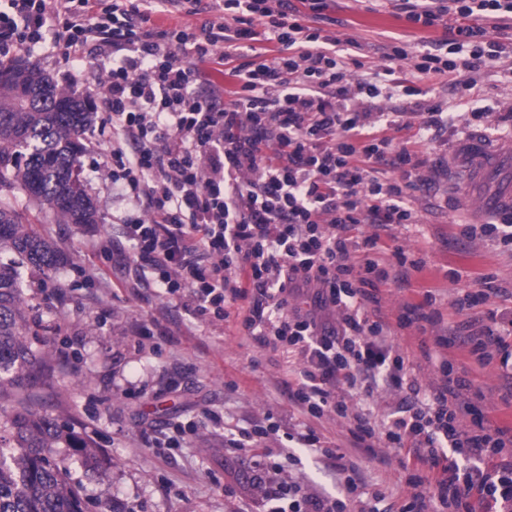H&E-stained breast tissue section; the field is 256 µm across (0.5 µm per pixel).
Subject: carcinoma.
<instances>
[{
  "instance_id": "carcinoma-1",
  "label": "carcinoma",
  "mask_w": 512,
  "mask_h": 512,
  "mask_svg": "<svg viewBox=\"0 0 512 512\" xmlns=\"http://www.w3.org/2000/svg\"><path fill=\"white\" fill-rule=\"evenodd\" d=\"M90 100L57 86L22 59L0 61V193L23 192L47 208L58 224L89 226L97 206L75 173L80 137L92 121ZM0 250L43 272L57 268L60 250L26 227L23 215L0 198ZM29 306L19 274L0 261V512H84L55 449L75 447L55 420L33 409L34 388L49 370L28 339ZM86 472H100L101 449L79 447Z\"/></svg>"
}]
</instances>
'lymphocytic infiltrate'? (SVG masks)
<instances>
[{"label":"lymphocytic infiltrate","instance_id":"obj_1","mask_svg":"<svg viewBox=\"0 0 512 512\" xmlns=\"http://www.w3.org/2000/svg\"><path fill=\"white\" fill-rule=\"evenodd\" d=\"M187 1L202 2L7 0L0 49H30L50 32L64 56L92 50L111 60L98 138L110 147L113 180L141 210L122 236L143 287L218 329L248 301L245 335L297 361L284 382L289 400L314 416L352 418L366 451L396 449L415 490L398 512H504L512 452L470 398L473 380L446 362L440 380L421 385L367 306L389 279L422 267L397 248L392 275L374 257L383 231L415 223L407 191L421 164L379 131L412 129L422 143L451 127L441 105L423 107L420 84L445 78L479 95L475 74L512 56L494 37L512 21V0H388L413 24L445 25L446 36L438 51L386 45V64L369 79L356 75L357 41L305 25L289 0H218L222 20L151 27L153 13ZM259 39L276 55L254 59ZM232 56L235 90L205 85L195 59ZM396 88L402 111H381L378 98ZM381 162L394 177L375 176ZM364 224L373 232L358 236ZM304 292L310 307L289 308V296ZM487 318L449 326L448 340L512 380V318ZM383 391L403 400L378 431L369 405ZM271 470L258 483L269 512H343L362 497L350 477L345 499L329 500L280 464Z\"/></svg>","mask_w":512,"mask_h":512}]
</instances>
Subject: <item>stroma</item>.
Segmentation results:
<instances>
[{"label": "stroma", "instance_id": "35a3bbf8", "mask_svg": "<svg viewBox=\"0 0 512 512\" xmlns=\"http://www.w3.org/2000/svg\"><path fill=\"white\" fill-rule=\"evenodd\" d=\"M327 4L318 28L362 45L365 76L383 68L382 48L392 39L416 52L445 36L443 28L420 29L377 0ZM26 58L59 87L80 96L103 89L110 67L109 60L89 53L64 59L50 37ZM477 80L482 92L473 107L488 115L482 131L512 144V132L500 120L512 113V61L485 69ZM102 118L95 113L77 165L97 205L99 224H49L23 193L14 198L33 227L47 233L65 254L52 272L27 266L20 272L30 326L37 334L35 346L51 360L50 372L37 384V407L77 438L93 442L105 458L100 474L90 476L75 449L57 451L86 500V512H99L103 496L111 500L112 512H263L252 449L227 447L222 428L201 426L207 410L223 413L227 422L242 428L275 423L277 434L261 445L284 456L289 476L309 494L337 498L341 480L309 449L289 447L288 434L298 430L313 431L326 447L338 449L345 463L354 464L366 492L382 490L381 512L411 502L414 490L394 449L381 447L369 454L355 447L350 420L318 418L289 402L281 385L289 369L283 350L258 348L234 321L225 324L220 336L201 331L183 309L164 305L140 286L129 260L101 254L102 238L118 236L124 218L136 211L102 166L103 150L95 144ZM463 129V123H456L421 147L423 164L408 192L418 221L381 234L386 249L379 258L389 272L398 270L392 255L397 247L424 263L408 282L389 281L379 292V314L390 327V341L424 384L444 360L458 370L473 368L465 349L442 346L438 340L458 319L456 299L482 291L483 276H492L495 291L469 310V317L481 318L491 310L512 313V245L481 234H460L463 225L487 221L477 198L466 196L462 184L448 182V159ZM409 305L433 314L427 330L399 326L398 318ZM143 322L150 324L153 338L136 335ZM476 384L484 395L481 408L489 425L512 436V402L505 398L507 388L497 366L482 370ZM191 420L200 428L185 433L184 447L156 446L157 437Z\"/></svg>", "mask_w": 512, "mask_h": 512}]
</instances>
